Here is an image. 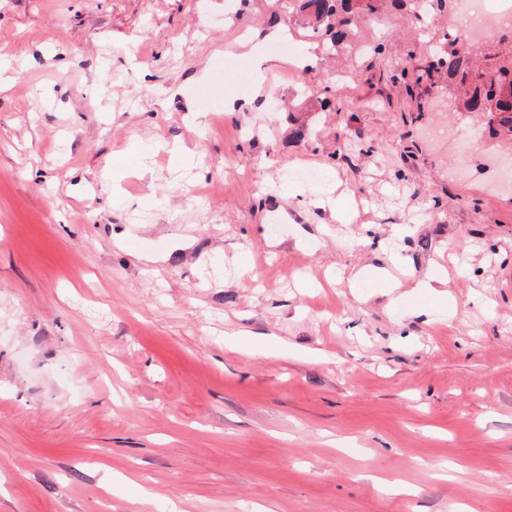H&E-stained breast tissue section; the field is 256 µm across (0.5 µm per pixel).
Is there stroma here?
<instances>
[{
    "instance_id": "obj_1",
    "label": "stroma",
    "mask_w": 512,
    "mask_h": 512,
    "mask_svg": "<svg viewBox=\"0 0 512 512\" xmlns=\"http://www.w3.org/2000/svg\"><path fill=\"white\" fill-rule=\"evenodd\" d=\"M458 4L329 53L294 0H0V512H512V156L415 84Z\"/></svg>"
}]
</instances>
